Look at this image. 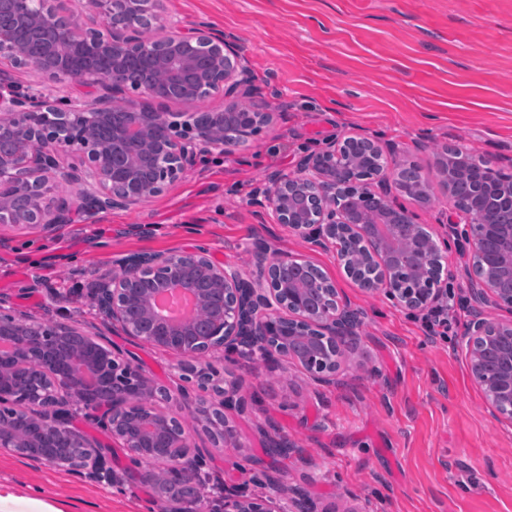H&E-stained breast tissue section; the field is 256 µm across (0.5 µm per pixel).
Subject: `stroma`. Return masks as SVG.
<instances>
[{"label": "stroma", "mask_w": 512, "mask_h": 512, "mask_svg": "<svg viewBox=\"0 0 512 512\" xmlns=\"http://www.w3.org/2000/svg\"><path fill=\"white\" fill-rule=\"evenodd\" d=\"M179 25L244 39L255 106L274 115L247 145L203 151L196 166L134 208L74 211L46 233L0 226V311L95 332L92 290L125 260L205 249L250 276L259 247L304 258L364 315L362 339L336 383H316L280 357L219 352L220 372L245 381L225 406L240 445L195 426L200 389L182 381L174 354L110 329L107 338L151 375L167 398L157 409L191 425L209 487L249 495L303 491L311 512H512V425L497 422L467 374L460 338L474 309L471 280L448 249V295L457 311L446 338L427 336L422 315L345 275L333 252L279 223L265 200L271 178L297 176L302 155L350 135L376 140L388 159L415 165L429 201L388 180L391 199L435 238L452 207L435 156L469 148L512 167V0H163ZM20 96L99 107L104 90L51 80L0 59ZM77 425L109 448L111 472L77 475L0 450V481L50 499L63 512H160L139 464L93 418ZM285 439L288 457L266 452Z\"/></svg>", "instance_id": "stroma-1"}]
</instances>
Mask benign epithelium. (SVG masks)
Segmentation results:
<instances>
[{
    "label": "benign epithelium",
    "instance_id": "7a95c632",
    "mask_svg": "<svg viewBox=\"0 0 512 512\" xmlns=\"http://www.w3.org/2000/svg\"><path fill=\"white\" fill-rule=\"evenodd\" d=\"M23 23L0 32V57L30 64L50 76L111 94L127 88L151 99L185 97L191 82L224 88V109L157 112L150 106L111 110L62 108L43 99L16 112L19 100L10 76L0 71V224H34L46 232L69 220L70 204L55 192L59 179L90 186L79 206L98 212L112 205L136 207L192 168L202 149L248 143L271 112L247 111L252 94L246 48L240 39L211 36L167 23L156 41L142 23H155L160 0H92L103 31L84 34L85 18L70 12L61 22V0H16ZM207 41L210 59L196 58ZM84 159L78 169L65 165ZM299 176L277 177L267 202L280 223L310 243L331 248L346 274L369 295L383 293L412 311H429L448 299L442 279L448 241L422 231L412 212L392 204L369 182L387 178L383 149L366 138L345 137L299 159ZM498 179L469 177L467 160L448 156L441 172L448 193L469 179V198L456 210L467 224H449L458 250L467 255L478 281L471 301L478 310L468 323V375L482 390L496 418L512 422V320H494L486 308L512 310V171ZM180 286L196 297V322L173 323L155 308L160 291ZM99 314L125 333L181 358L179 371L205 393L224 397L244 382L220 376L207 361L219 349L257 350L267 358L288 356L320 382L333 383L361 339L362 313L351 308L334 283L306 260L257 252L250 278L210 259L203 249L167 252L133 263L94 289ZM70 324L46 325L0 313V448L45 464L82 471L109 463L108 451L75 425L73 409L95 418L122 441L155 482L154 464L168 470L165 487L172 512H283L277 498L224 492L208 505L198 478L197 453L189 430L152 401L158 387L143 369L112 346L93 340L86 369L79 370ZM195 421L226 447L239 448L224 417V402L201 399Z\"/></svg>",
    "mask_w": 512,
    "mask_h": 512
}]
</instances>
